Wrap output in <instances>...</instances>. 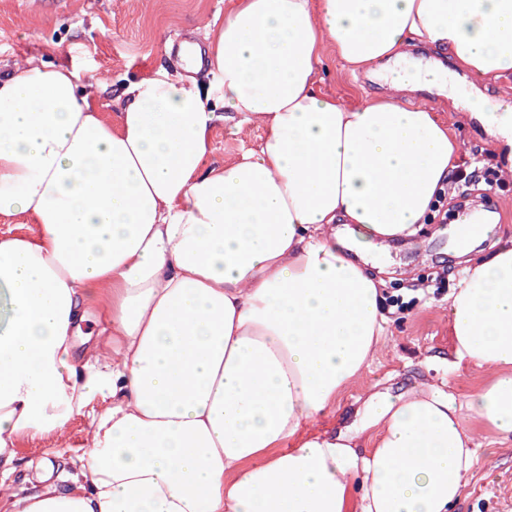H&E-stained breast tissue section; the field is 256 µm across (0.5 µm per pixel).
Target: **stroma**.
<instances>
[{
  "label": "stroma",
  "instance_id": "1",
  "mask_svg": "<svg viewBox=\"0 0 512 512\" xmlns=\"http://www.w3.org/2000/svg\"><path fill=\"white\" fill-rule=\"evenodd\" d=\"M234 0H0V70L28 55H40L54 64L75 65L83 75L107 79L109 88L100 101L105 112H117L118 98L130 83L163 68L176 74L179 59L171 50L174 40L206 44L207 27H219ZM321 89L327 95L353 105L365 96L385 94L386 85L368 81L366 73L344 67L329 55ZM473 89L469 80L456 77L448 93L407 92L405 105L435 112L463 143L461 161L473 173L455 196L488 198L498 209L497 224L512 233V209L501 208L512 200V180L500 178L492 143L478 127H460L459 116ZM262 129L236 134L229 125L217 124L212 148L206 158L211 166L235 161L244 150L256 147ZM425 231L422 249L398 243L384 256L393 272L386 298H410L404 310L393 311L390 334L379 348L370 368L342 392L336 415L324 418L323 426L358 419L368 398L375 394H404L417 384L428 383L439 391L464 397L488 380L486 372L472 364L458 365L452 354L448 297L461 280L463 261L456 258L454 225L434 219ZM430 260L419 263V251ZM478 448L495 451L494 466L478 462L454 512H512V441L498 443L493 434L472 419L464 418ZM86 420L72 417L63 438L18 440V454L25 461L47 462L54 470H72L85 456Z\"/></svg>",
  "mask_w": 512,
  "mask_h": 512
}]
</instances>
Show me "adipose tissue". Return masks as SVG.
<instances>
[{
  "mask_svg": "<svg viewBox=\"0 0 512 512\" xmlns=\"http://www.w3.org/2000/svg\"><path fill=\"white\" fill-rule=\"evenodd\" d=\"M450 58L512 71V0H235L204 62L123 93L37 56L0 74V512H451L477 461L468 412L512 441V242L464 267L453 352L490 374L463 401L375 395L356 435L318 429L371 365L390 319L385 266L356 253L416 238L461 143L404 91L445 90ZM380 62L388 93L324 94L328 52ZM263 128L205 168L221 112ZM464 124L512 179V102ZM98 344L78 353L90 317ZM87 418L88 460L21 480V436Z\"/></svg>",
  "mask_w": 512,
  "mask_h": 512,
  "instance_id": "obj_1",
  "label": "adipose tissue"
}]
</instances>
